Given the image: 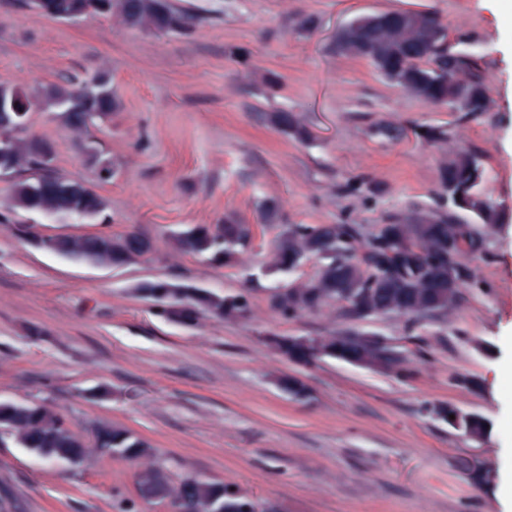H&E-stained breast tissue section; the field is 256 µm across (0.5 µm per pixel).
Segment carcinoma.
I'll use <instances>...</instances> for the list:
<instances>
[{"instance_id":"cac0c4a2","label":"carcinoma","mask_w":512,"mask_h":512,"mask_svg":"<svg viewBox=\"0 0 512 512\" xmlns=\"http://www.w3.org/2000/svg\"><path fill=\"white\" fill-rule=\"evenodd\" d=\"M35 13L50 19L75 22L87 15L114 19L126 28L161 34L188 35L198 17L179 8L172 0H26ZM451 69L465 68L476 80L485 77L474 54L463 51L450 56ZM12 100L27 111L0 114V143L7 153L0 157L4 175L13 180L9 207L64 220L78 215L92 220H109V200L91 182L71 179L54 167L56 154L52 139L30 132L32 115L38 110L55 113L62 126L80 138L86 160L96 179L108 182L115 176L112 161L94 147L92 130L106 124L120 109L111 76L99 71L77 83L58 84L47 89L23 90L0 83V100ZM276 130L299 141L311 132L295 112L265 114ZM467 154L443 165L441 179L448 174L464 178L470 160ZM499 211L491 197H484L469 216L492 226ZM174 247L198 256L216 266H234L248 248L249 231L231 217L215 224H183L170 234ZM482 239L470 221L457 213H442L424 207L412 215L395 219L387 231L369 236L358 224H291L276 241L267 270L286 272L291 264L305 258L322 261L317 272L289 290H274L270 308L284 318L317 312L339 303L344 284L350 282L366 292L376 289L372 309L402 310L405 329L414 331L418 315L430 309L448 314V284L461 285L467 276L464 257L478 250ZM45 249L72 260L102 267H121L148 261L153 243L137 231L122 234H62ZM365 249L368 262L349 263L353 253ZM147 298L157 303L159 313L183 324L192 325L204 314L214 317L245 316L250 312L248 294L219 295L192 284L171 280H149L139 286ZM41 458L69 466H79L92 457L119 454L140 463L136 491L143 501L172 499L183 512H244L255 503L239 490L215 481L185 475L175 483L169 473L156 464L150 445L130 430L110 423L96 424L87 437L75 433L66 419L44 403H3L0 405V435Z\"/></svg>"}]
</instances>
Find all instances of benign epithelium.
I'll return each mask as SVG.
<instances>
[{
	"label": "benign epithelium",
	"instance_id": "1",
	"mask_svg": "<svg viewBox=\"0 0 512 512\" xmlns=\"http://www.w3.org/2000/svg\"><path fill=\"white\" fill-rule=\"evenodd\" d=\"M338 49L349 56L366 60L399 90L419 99L441 106L449 112H485L490 96L464 70H444L438 61L453 53L459 46H468L448 28L447 23L425 9H399L361 13L353 16L338 31ZM471 181L457 188L439 190L451 194L450 211H461L474 199L471 186L483 181L482 167L471 169ZM341 305L358 318L366 313L365 305L351 285L343 293ZM283 358L293 365L309 369L317 360L333 358L338 361L374 371H395L406 360L407 353L383 336H369L361 330L336 335V344L326 346L316 336H291ZM374 350L373 359L365 350ZM434 417L466 438L478 439L481 434L470 429L479 415L466 412L451 404L437 405Z\"/></svg>",
	"mask_w": 512,
	"mask_h": 512
}]
</instances>
